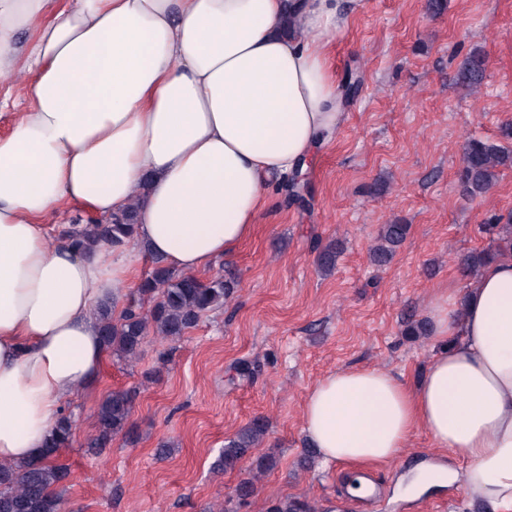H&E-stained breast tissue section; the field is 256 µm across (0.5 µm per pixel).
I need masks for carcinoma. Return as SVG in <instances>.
<instances>
[{
    "label": "carcinoma",
    "instance_id": "1",
    "mask_svg": "<svg viewBox=\"0 0 512 512\" xmlns=\"http://www.w3.org/2000/svg\"><path fill=\"white\" fill-rule=\"evenodd\" d=\"M485 59L473 54L461 70L462 80L469 86L479 85L483 79ZM502 144L488 143L480 138L469 139L464 147L461 183L463 192L470 198L485 194L495 183L498 171L512 167V127L501 130ZM138 203L105 221L89 218L81 228L65 231L70 245L86 252L102 241L119 244L133 239L137 224ZM501 229V237L494 247L474 251L464 256L465 272L475 276L480 270L512 250V217L501 226L485 225L488 233ZM408 234L406 224H385L372 247L374 261L386 262L401 246ZM151 270L141 279L137 288L126 298V305L119 320H114L112 304L103 302L96 308L100 335L105 349L118 358L133 362L139 358L142 345L151 333L164 339H177L195 328L207 313L224 306L233 286L221 277L202 279L191 273L179 272L164 260L149 255ZM131 395L125 390H114L97 409V434L89 442L92 449L103 450L119 434H130L127 429L131 413ZM267 432V421L254 417L247 426L231 438L221 452L218 466L233 471L246 458L252 459L253 478L236 489L238 501L244 502L255 490L259 479L275 465L270 454L257 455ZM71 417L59 416L54 434L35 459L23 463L0 462V512H62L63 498L57 487L68 477L66 467L56 463L59 449L72 441ZM269 512H312L311 506L299 498H283L270 506Z\"/></svg>",
    "mask_w": 512,
    "mask_h": 512
}]
</instances>
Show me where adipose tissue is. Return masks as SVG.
<instances>
[{
    "mask_svg": "<svg viewBox=\"0 0 512 512\" xmlns=\"http://www.w3.org/2000/svg\"><path fill=\"white\" fill-rule=\"evenodd\" d=\"M342 0H0V83L26 106L0 135V461L36 456L105 348L143 243L206 268L251 236L273 185L342 124L326 44ZM138 202L134 243L76 252L49 226ZM431 305L447 346L409 384L339 368L309 391L303 431L325 462L384 464L417 430L459 460L465 495L512 512V253Z\"/></svg>",
    "mask_w": 512,
    "mask_h": 512,
    "instance_id": "1",
    "label": "adipose tissue"
}]
</instances>
